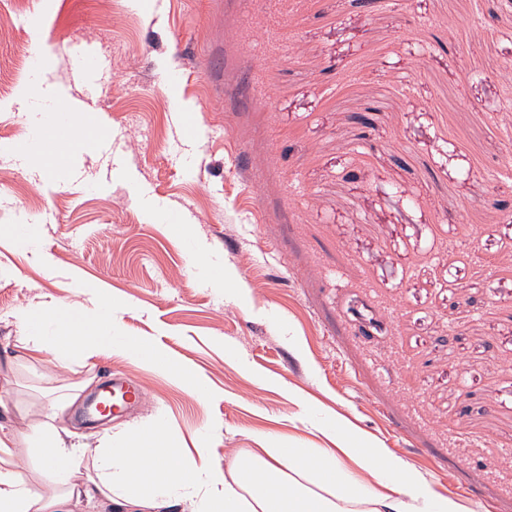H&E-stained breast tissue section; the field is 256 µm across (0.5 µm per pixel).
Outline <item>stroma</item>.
Wrapping results in <instances>:
<instances>
[{
	"label": "stroma",
	"instance_id": "obj_1",
	"mask_svg": "<svg viewBox=\"0 0 512 512\" xmlns=\"http://www.w3.org/2000/svg\"><path fill=\"white\" fill-rule=\"evenodd\" d=\"M5 0L0 5V385L23 430L81 385L64 422L95 443L162 424L188 464L274 442L327 447L343 416L464 512H512V0ZM43 102L86 147L21 167L29 52ZM106 60L94 80L67 46ZM260 44L262 57L247 48ZM187 76L179 91L167 74ZM357 172L354 181L348 172ZM34 220L19 246L16 224ZM191 224V236L179 225ZM241 278L216 287L210 260ZM119 299L117 332L204 379L193 394L105 350L61 368L14 315ZM385 322L381 340L362 336ZM134 413H80L113 372ZM143 389L131 379L112 373V416L128 412L144 399Z\"/></svg>",
	"mask_w": 512,
	"mask_h": 512
}]
</instances>
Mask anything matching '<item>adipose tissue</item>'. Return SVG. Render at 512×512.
<instances>
[{
    "label": "adipose tissue",
    "mask_w": 512,
    "mask_h": 512,
    "mask_svg": "<svg viewBox=\"0 0 512 512\" xmlns=\"http://www.w3.org/2000/svg\"><path fill=\"white\" fill-rule=\"evenodd\" d=\"M115 302L99 300L75 314L54 305V330L40 313L22 310L14 317L17 341L35 358L64 364L114 348L124 356L163 369L191 391L206 392L203 380L176 364L161 349L142 340L115 335ZM63 402L48 404L26 431L0 425V512H69L72 497L113 507L114 512H158L173 502L195 498L196 512H463L461 504L435 492L386 448L353 429L343 419L321 432L329 447L315 450L296 444L246 451V461L224 471L211 465L213 450L201 443L199 465L190 467L172 448L161 428L132 432L123 443L101 435L87 453L75 432L58 422ZM33 442L42 464L58 487L49 496L33 494L19 465V445ZM353 460L376 472L386 490L377 492L349 471ZM91 461L93 476L80 468Z\"/></svg>",
    "instance_id": "1"
}]
</instances>
